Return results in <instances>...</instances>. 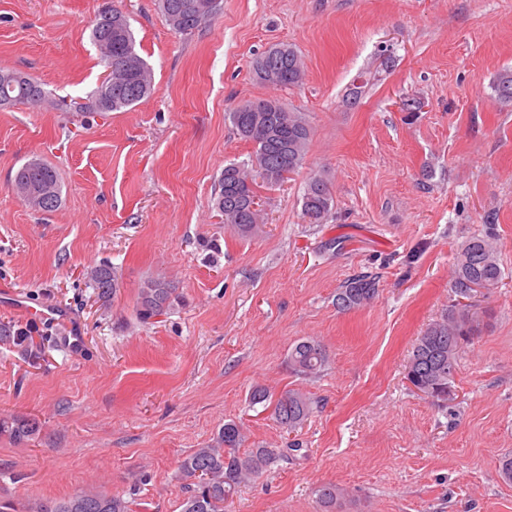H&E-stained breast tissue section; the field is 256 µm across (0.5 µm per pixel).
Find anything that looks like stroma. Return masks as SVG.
I'll return each mask as SVG.
<instances>
[{"label":"stroma","instance_id":"1","mask_svg":"<svg viewBox=\"0 0 512 512\" xmlns=\"http://www.w3.org/2000/svg\"><path fill=\"white\" fill-rule=\"evenodd\" d=\"M108 4L153 69L148 98L106 116L0 108V324L55 340L37 365L0 342V420L39 427L0 435V498L30 512L135 486L138 512H180V460L232 419L245 447L279 456L226 512H321L328 483L346 491L335 512H512L497 475L512 453V105L491 90L512 68V0H220L189 36L158 0H0V67L85 101L106 74L91 28ZM279 43L307 76L273 91L252 61ZM270 95L313 136L297 172L258 187L264 232L243 237L213 202L225 164L254 150L227 114ZM412 97L420 110L402 111ZM32 158L61 175L53 211L11 188ZM314 172L332 186L324 224L301 215ZM474 235L491 237L503 280L473 298L451 392L431 398L408 355L454 303V255ZM332 238L342 250H325ZM103 262L120 283L106 301L85 278ZM158 273L183 301L143 323L137 291ZM362 273L378 295L338 310L337 288ZM307 338L327 363L303 379L287 356ZM258 386L301 389L316 409L288 432L251 402Z\"/></svg>","mask_w":512,"mask_h":512}]
</instances>
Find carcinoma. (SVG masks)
I'll list each match as a JSON object with an SVG mask.
<instances>
[{"mask_svg":"<svg viewBox=\"0 0 512 512\" xmlns=\"http://www.w3.org/2000/svg\"><path fill=\"white\" fill-rule=\"evenodd\" d=\"M204 0H159V7L167 24L175 31L190 35L214 15L199 13L197 7ZM121 15L123 22L114 27L109 15ZM92 40L108 71L107 76L87 96V102L74 105L51 98L43 84L30 74L14 69L0 68V103L9 99L8 106L18 104L45 106L61 112H121L145 97L153 87V71L138 53L129 19L122 11L106 7L94 20ZM253 72L262 84L278 89L303 84L305 71L300 56L288 44L275 45L253 61ZM491 89L496 101L512 105V69L498 72ZM228 118L239 136L254 145L247 163L230 162L224 165L215 197V208L224 216V223L238 234L255 235L260 231L261 214L250 209L249 201L256 196L255 186L268 187L283 182L303 164L309 143L311 127L305 113L286 107L271 96L249 100L237 105ZM14 182L37 187L46 182L54 185L55 194L44 211H52L61 203L62 183L59 172L43 159L22 164ZM333 196L328 179L320 173L311 175L302 196V215L309 224H324L328 220ZM90 286L100 299L116 294L119 280L115 268L107 263L94 266L87 272ZM503 270L496 248L489 237L474 235L460 244L454 258L449 282L451 292L460 298H469L480 290L499 287ZM378 294V283L371 275L351 278L336 291V307L342 310L361 308ZM181 300L177 285L162 274L151 276L138 288L136 316L142 322L165 315ZM471 317L468 305L452 306L448 315L429 324L417 337L406 365L409 383L420 393L433 397L448 396V387L454 377L460 352L467 336L471 335ZM0 341H6L29 362L40 359L41 343L32 332L19 328L0 327ZM327 362L324 348L313 339L294 344L288 351V366L297 375L313 377ZM312 414V401L297 389L273 404L272 416L290 431L302 427ZM16 441L29 439L38 431L31 419L15 420L0 426ZM244 441L240 426L233 419L224 421L214 443L196 448L180 462L179 470L189 481L188 496L181 504V512H224V503L237 493L240 485L262 475L278 457L274 448H249L240 451ZM343 489L323 485L317 490V499L325 512H333ZM133 500L121 494L74 493L67 498L47 501L34 512H132Z\"/></svg>","mask_w":512,"mask_h":512,"instance_id":"cac0c4a2","label":"carcinoma"}]
</instances>
